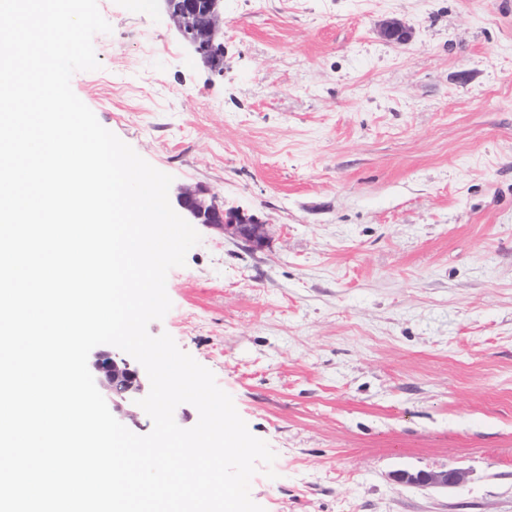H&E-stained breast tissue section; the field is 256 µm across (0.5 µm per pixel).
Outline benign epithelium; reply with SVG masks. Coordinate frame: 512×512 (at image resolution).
I'll use <instances>...</instances> for the list:
<instances>
[{
	"label": "benign epithelium",
	"instance_id": "7a95c632",
	"mask_svg": "<svg viewBox=\"0 0 512 512\" xmlns=\"http://www.w3.org/2000/svg\"><path fill=\"white\" fill-rule=\"evenodd\" d=\"M170 18L195 54H201L200 45L214 43L219 25V0H164ZM207 24L197 25L200 16ZM386 40L405 44L411 31L399 21H388L382 27ZM176 203L192 224H203L224 231L241 239L254 248L265 244V224L257 216L237 207H228L215 194L201 190L182 189L176 194ZM92 375L118 409L135 405L146 397L148 377L141 369L117 353L99 352L92 362ZM395 480L407 485L429 488H457L464 483L463 474L457 469L441 472H399Z\"/></svg>",
	"mask_w": 512,
	"mask_h": 512
}]
</instances>
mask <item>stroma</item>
I'll list each match as a JSON object with an SVG mask.
<instances>
[{"instance_id": "1", "label": "stroma", "mask_w": 512, "mask_h": 512, "mask_svg": "<svg viewBox=\"0 0 512 512\" xmlns=\"http://www.w3.org/2000/svg\"><path fill=\"white\" fill-rule=\"evenodd\" d=\"M71 79L200 227L149 324L276 454L265 512H512V0H221L223 71L162 0H97ZM397 20V45L380 33ZM459 469L462 487L397 472ZM176 203L190 224L220 229L253 248H262L265 244L263 221L238 207L227 208L216 194L185 188L177 192Z\"/></svg>"}]
</instances>
